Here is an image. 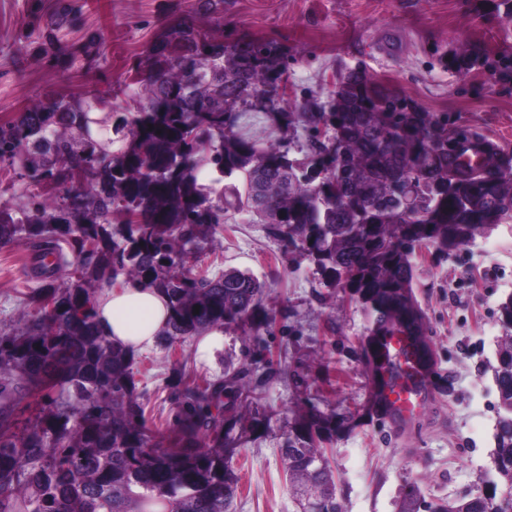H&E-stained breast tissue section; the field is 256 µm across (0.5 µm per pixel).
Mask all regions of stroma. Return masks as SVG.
Listing matches in <instances>:
<instances>
[{"label":"stroma","mask_w":512,"mask_h":512,"mask_svg":"<svg viewBox=\"0 0 512 512\" xmlns=\"http://www.w3.org/2000/svg\"><path fill=\"white\" fill-rule=\"evenodd\" d=\"M56 0H0V122L47 95L111 90L113 111H135L136 64L174 23L211 21L198 0H79L61 44L98 36L103 59L52 66L32 31L34 12ZM224 34L276 42L288 57L284 111L327 105L341 75L357 69L419 110L448 113L512 152V13L502 0H224ZM466 58L468 68L453 60ZM31 246L0 245V333L21 328L40 281ZM413 295L439 370L417 420L375 411L365 348L371 321L361 303L325 285L300 252L267 225L228 213L199 250L198 273L228 268L265 284L256 310L224 325L209 359L196 339L155 345L133 366L146 427L163 444L180 431L177 387L223 383L238 422L227 456L238 480L234 512H298L280 447L289 422L320 410L335 416L327 456L343 512H398L411 487L425 501H451L490 478L497 394L490 365L503 331L498 306L512 295V216L450 254L429 246L413 258Z\"/></svg>","instance_id":"stroma-1"}]
</instances>
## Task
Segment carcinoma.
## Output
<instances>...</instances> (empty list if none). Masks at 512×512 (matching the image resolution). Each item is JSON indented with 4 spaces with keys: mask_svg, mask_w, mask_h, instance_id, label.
<instances>
[{
    "mask_svg": "<svg viewBox=\"0 0 512 512\" xmlns=\"http://www.w3.org/2000/svg\"><path fill=\"white\" fill-rule=\"evenodd\" d=\"M222 0H199L216 26ZM76 21L58 0L40 28L46 58L99 55L90 36L67 49L57 31ZM278 47L247 34L232 40L180 22L136 71L142 100L119 118L125 148L112 152L91 127V112L112 110V95L47 97L0 123V167L22 183L50 182L58 194L23 192L0 203V245L37 248L65 242L77 278L48 281L29 295L36 314L0 334V512H232L238 482L224 456V385L179 394V441H153L136 397L135 355L96 326L101 288L147 282L164 292L171 316L160 344L170 348L249 316L265 284L228 269L200 275L188 259L230 211L272 226L287 248L309 258L331 286L347 288L372 319L371 335L396 328L430 354L414 299L416 250L456 251L512 215V156L477 133L422 112L357 70L339 78L330 112H273L272 121L310 132L317 162L291 144L236 131L241 113L267 88L285 83ZM209 169V183L199 173ZM504 336L492 365L497 419L484 490L426 512H512V295L499 306ZM45 405L19 426L17 410ZM334 415L320 411L289 424L281 448L299 512H343L325 444ZM210 437L196 447L199 433ZM409 490L399 512H420Z\"/></svg>",
    "mask_w": 512,
    "mask_h": 512,
    "instance_id": "obj_1",
    "label": "carcinoma"
}]
</instances>
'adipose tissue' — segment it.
I'll use <instances>...</instances> for the list:
<instances>
[{"instance_id": "obj_1", "label": "adipose tissue", "mask_w": 512, "mask_h": 512, "mask_svg": "<svg viewBox=\"0 0 512 512\" xmlns=\"http://www.w3.org/2000/svg\"><path fill=\"white\" fill-rule=\"evenodd\" d=\"M95 308L100 334L134 354L158 343L171 314L165 294L146 283L105 288Z\"/></svg>"}]
</instances>
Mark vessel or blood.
Segmentation results:
<instances>
[{"instance_id": "vessel-or-blood-1", "label": "vessel or blood", "mask_w": 512, "mask_h": 512, "mask_svg": "<svg viewBox=\"0 0 512 512\" xmlns=\"http://www.w3.org/2000/svg\"><path fill=\"white\" fill-rule=\"evenodd\" d=\"M373 352L378 362L397 374L396 380L373 384L371 394L375 404L395 420L415 421L431 399L436 361H422L411 336L397 329L374 337Z\"/></svg>"}]
</instances>
